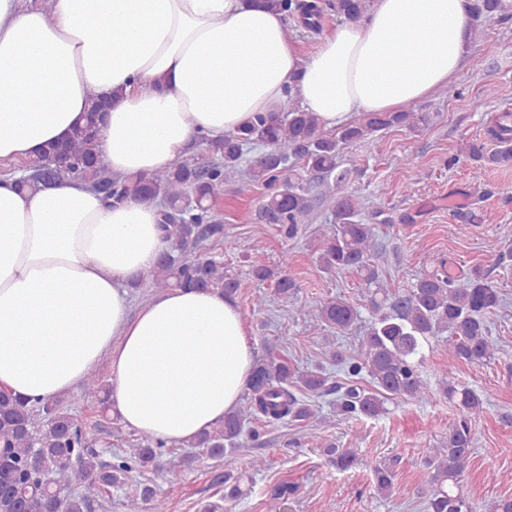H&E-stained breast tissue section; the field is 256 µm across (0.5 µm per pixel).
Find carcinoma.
I'll return each mask as SVG.
<instances>
[{
  "label": "carcinoma",
  "instance_id": "carcinoma-1",
  "mask_svg": "<svg viewBox=\"0 0 512 512\" xmlns=\"http://www.w3.org/2000/svg\"><path fill=\"white\" fill-rule=\"evenodd\" d=\"M267 7L288 17L300 16L315 25L318 6L310 0H263ZM330 9L348 21H359L369 9V0H329ZM504 9V0H475L473 20L492 18ZM108 102L89 93L87 121L75 127L62 144L52 145L41 157L30 161L27 182L45 186L46 177L75 179L112 201L135 197L157 202L164 226L170 227V251L163 254L150 272L151 286L218 289L236 295L242 281L224 273V262L199 250V243L216 232L212 224L214 206L224 196V184L244 175L267 189L257 209V220L278 226L293 239L299 225L310 222L314 209L313 187L292 179L293 161L302 160L320 178L321 196L333 187L351 181L341 169L340 150L361 144L380 130L426 125L425 112L367 113L361 122L325 134L311 112L290 105L278 114L258 113L242 134H226L208 142L212 161L197 165L177 163L151 176L112 177L99 154L96 115ZM498 148L487 152L480 143L469 144V155L490 166H512V114L495 119ZM259 144L264 151L249 165H242L245 147ZM63 158L66 165L45 175L48 164ZM196 207H187V198ZM362 209L357 190L336 197L334 228L320 241L317 260L329 272H355L363 285V299L372 319L364 330L362 348L346 356L335 347L325 355L340 365L348 378L344 387L327 386L324 368L302 369L268 348L255 362L248 383V396L224 423L201 433L187 443L204 448L213 459L224 460V498L236 500L241 478L233 471L232 452L244 428L262 417L272 420L314 423L320 418L316 405L301 393H336V410L347 418L378 417L386 412L392 396L416 404H427L434 392L423 379L420 367L423 349L432 341L448 343V362L443 364L440 392L459 410V420L448 432V447L429 456L430 478L420 489L427 512H479L480 506L465 495L460 485L474 452L475 425L486 411V398L456 381L454 370L461 363L485 364L499 352L489 336L488 319L502 303L500 288L490 273L474 266L456 276L448 274V261L441 259L421 273L407 288H393L374 264L380 256L375 225L359 219ZM289 255L283 251L271 268L262 263L250 266V276L275 283V292L291 297L297 283L288 276ZM296 314L345 333L359 320L358 306L336 297L316 309L300 306ZM85 426L68 413L60 400L49 398L37 406L0 391V512H111L109 488L132 487L134 496L148 504L149 512H168L166 500L139 477L164 470L172 476L191 469L195 456L167 451L148 435L137 439L135 448L118 455L103 470L95 461ZM70 494L60 500L61 489Z\"/></svg>",
  "mask_w": 512,
  "mask_h": 512
}]
</instances>
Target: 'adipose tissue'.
Wrapping results in <instances>:
<instances>
[{
	"label": "adipose tissue",
	"instance_id": "adipose-tissue-1",
	"mask_svg": "<svg viewBox=\"0 0 512 512\" xmlns=\"http://www.w3.org/2000/svg\"><path fill=\"white\" fill-rule=\"evenodd\" d=\"M468 12L469 0H372L304 58L258 0H0V164L68 139L92 91L112 99L99 151L123 176L166 170L295 99L324 127L401 112L464 65ZM169 244L158 206L112 205L77 180L23 194L0 176V389L62 395L106 359L126 428L181 445L223 423L254 367L235 299L172 289L130 309Z\"/></svg>",
	"mask_w": 512,
	"mask_h": 512
}]
</instances>
